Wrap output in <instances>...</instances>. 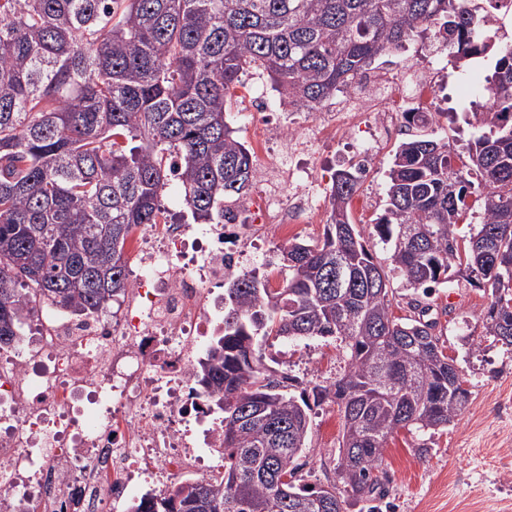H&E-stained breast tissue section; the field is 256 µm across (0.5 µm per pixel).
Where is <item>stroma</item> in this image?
<instances>
[{
	"label": "stroma",
	"instance_id": "35a3bbf8",
	"mask_svg": "<svg viewBox=\"0 0 512 512\" xmlns=\"http://www.w3.org/2000/svg\"><path fill=\"white\" fill-rule=\"evenodd\" d=\"M392 59L445 67V109L469 111L475 99L470 75L477 62L457 59L453 49L434 45L426 34L413 37ZM248 92L265 93L272 117H279L282 110L279 94L265 75L247 76L243 88L233 90L227 121L251 147L259 128L245 110ZM370 132V124L361 122L342 135L319 138L313 152L300 155L299 160L313 168L317 181L329 182L335 171L361 161L359 152L367 146ZM394 150V145L382 146L365 162L366 173L351 208L354 224L381 260L388 254L374 220L384 211L386 175ZM423 303L437 322L436 331L446 353L455 359L471 401L457 421L442 431L402 429L389 438L379 467L386 489L379 512H502L505 504H512V350L486 338L482 316L490 297L458 274H450L447 283ZM262 353L272 368L309 386L333 383L348 367L342 345L330 339L280 341L263 347ZM341 433L336 405L325 402L314 407L308 446L301 458L304 483L316 487L336 483Z\"/></svg>",
	"mask_w": 512,
	"mask_h": 512
}]
</instances>
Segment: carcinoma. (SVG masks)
I'll return each mask as SVG.
<instances>
[{
    "label": "carcinoma",
    "mask_w": 512,
    "mask_h": 512,
    "mask_svg": "<svg viewBox=\"0 0 512 512\" xmlns=\"http://www.w3.org/2000/svg\"><path fill=\"white\" fill-rule=\"evenodd\" d=\"M0 0V349L43 303L96 314L131 287L126 245L168 223L161 192L178 179L196 224L223 223L254 185L253 152L225 120L250 68L290 112L351 86L410 37L434 31L462 57L493 58L481 132L466 156L436 117L411 112L375 224L377 260L351 219L364 165L332 177L320 242L279 247L281 287L256 270L224 282V317L195 380L224 430V478L174 486L128 512H346L376 500L373 470L399 429L448 427L470 391L436 334L429 307L391 310L390 280L429 295L464 266L489 292L485 335L512 346V48L488 51L493 12L512 0ZM479 219L466 245L457 226ZM344 265L350 286L336 292ZM344 343L346 373L299 394L268 369L259 343ZM338 407L336 485L301 483L313 407Z\"/></svg>",
    "instance_id": "cac0c4a2"
}]
</instances>
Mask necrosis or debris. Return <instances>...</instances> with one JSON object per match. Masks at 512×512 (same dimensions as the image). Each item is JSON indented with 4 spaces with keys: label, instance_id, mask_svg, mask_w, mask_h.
<instances>
[{
    "label": "necrosis or debris",
    "instance_id": "1",
    "mask_svg": "<svg viewBox=\"0 0 512 512\" xmlns=\"http://www.w3.org/2000/svg\"><path fill=\"white\" fill-rule=\"evenodd\" d=\"M443 70L415 80L372 70L388 87L373 101L344 90L375 115L374 144L392 138L397 112H436ZM250 109L263 128L258 154L298 151L287 119L271 120L263 97ZM259 187L226 224L136 230L130 246L150 271L111 314L24 313L25 333L0 353V512H114L133 490L156 496L176 482L210 478L223 459L221 430L193 380L194 351L215 335L224 280L242 270L250 240L295 225L322 206L308 169L259 167Z\"/></svg>",
    "mask_w": 512,
    "mask_h": 512
}]
</instances>
